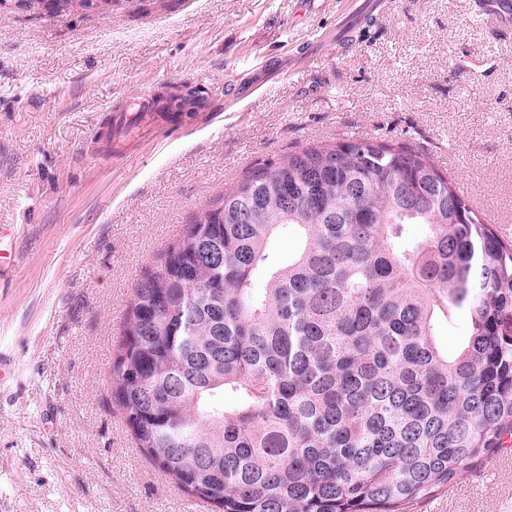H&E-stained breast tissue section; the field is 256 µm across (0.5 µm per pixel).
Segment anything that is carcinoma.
Here are the masks:
<instances>
[{
	"mask_svg": "<svg viewBox=\"0 0 512 512\" xmlns=\"http://www.w3.org/2000/svg\"><path fill=\"white\" fill-rule=\"evenodd\" d=\"M461 312L450 355L435 327ZM111 387L136 447L214 512H412L512 447V244L419 152L304 147L135 285Z\"/></svg>",
	"mask_w": 512,
	"mask_h": 512,
	"instance_id": "obj_1",
	"label": "carcinoma"
}]
</instances>
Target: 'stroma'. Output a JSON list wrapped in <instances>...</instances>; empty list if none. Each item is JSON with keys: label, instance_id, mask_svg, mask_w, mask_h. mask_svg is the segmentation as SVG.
Instances as JSON below:
<instances>
[{"label": "stroma", "instance_id": "1", "mask_svg": "<svg viewBox=\"0 0 512 512\" xmlns=\"http://www.w3.org/2000/svg\"><path fill=\"white\" fill-rule=\"evenodd\" d=\"M366 139L428 156L512 241V36L472 0L0 5V512H212L112 398L133 288L255 165ZM413 512H512V466Z\"/></svg>", "mask_w": 512, "mask_h": 512}]
</instances>
